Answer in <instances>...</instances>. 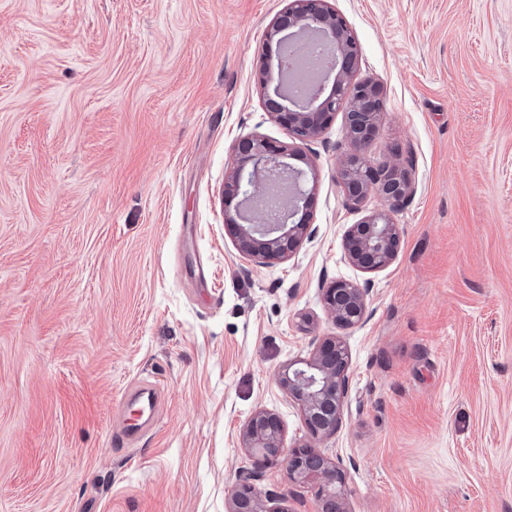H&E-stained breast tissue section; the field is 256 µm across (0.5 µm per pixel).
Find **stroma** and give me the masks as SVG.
I'll list each match as a JSON object with an SVG mask.
<instances>
[{
  "label": "stroma",
  "mask_w": 512,
  "mask_h": 512,
  "mask_svg": "<svg viewBox=\"0 0 512 512\" xmlns=\"http://www.w3.org/2000/svg\"><path fill=\"white\" fill-rule=\"evenodd\" d=\"M288 0H0V512H227L249 480L283 512L315 488L251 471L274 414L346 475L348 512H512V0H330L381 85L365 157L408 171L397 260L343 258L344 114L305 145L310 235L241 257L234 144L291 142L257 66ZM367 288L336 324L332 282ZM349 355L343 422L310 439L279 383L321 340ZM159 383L120 439L129 388ZM366 292L357 283L339 280L324 290L323 300L336 323L351 328L368 318Z\"/></svg>",
  "instance_id": "35a3bbf8"
}]
</instances>
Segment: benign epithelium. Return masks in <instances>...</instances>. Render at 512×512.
I'll return each mask as SVG.
<instances>
[{"label": "benign epithelium", "instance_id": "benign-epithelium-1", "mask_svg": "<svg viewBox=\"0 0 512 512\" xmlns=\"http://www.w3.org/2000/svg\"><path fill=\"white\" fill-rule=\"evenodd\" d=\"M306 30L318 33L320 40L335 55V71L322 75L309 95L297 100L279 83L268 88V63L259 67V82L264 89V106L274 122L293 135L294 142L282 145L260 136L240 139L235 147L237 163L224 181V223L230 228L239 254L259 264L285 260L307 235L309 224L293 217L301 202L310 199L311 169L296 168L288 159L303 160V147L330 125L338 111L346 116V137L350 154L339 170V178L351 204L357 206L368 195L371 185L381 183L383 195L397 206L413 194L407 171L394 167L373 172L366 166L364 150L376 133L381 111L380 84L356 81L359 52L353 30L329 0H289L276 17L268 38ZM286 188L279 219L273 224L254 221L249 207L270 184L268 177ZM401 232L389 213L371 215L353 224L344 239L347 261L367 272L390 266L398 257ZM367 289L352 281L339 280L323 292V300L333 319L341 326L355 327L368 318ZM345 348L336 339L324 340L313 357L293 363L280 375V384L301 406L310 435L317 438L338 429L348 394ZM252 471L260 473L280 464L288 478L318 487L321 512H345L342 496L335 493L344 472L335 463L307 446L287 448L277 420L257 412L243 433ZM229 512H283L246 483L231 495Z\"/></svg>", "mask_w": 512, "mask_h": 512}]
</instances>
